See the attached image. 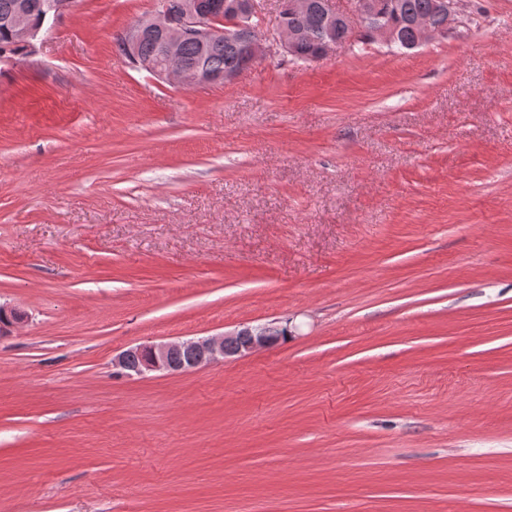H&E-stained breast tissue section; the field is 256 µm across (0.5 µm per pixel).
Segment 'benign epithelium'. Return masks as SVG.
<instances>
[{
  "label": "benign epithelium",
  "mask_w": 512,
  "mask_h": 512,
  "mask_svg": "<svg viewBox=\"0 0 512 512\" xmlns=\"http://www.w3.org/2000/svg\"><path fill=\"white\" fill-rule=\"evenodd\" d=\"M372 8L373 3L370 0H356L354 13L344 15L336 9V0H322L321 24L326 28L327 36L322 41L321 58H326L343 44L334 34L337 22H344L351 32H360L364 29ZM256 14V0H224L218 5L207 0H165L162 8L152 17L126 30L119 49L124 54L133 56L141 40L153 38L161 46L163 55L171 61L178 56L185 40L195 39L202 43L209 41L222 32L221 27L224 26L225 35L245 41L250 55L254 58H262L274 49L288 56L293 55L297 36L286 34L282 23L273 34L269 32L259 38L248 36L249 28L243 23V19ZM26 18V3L21 2L11 19V26L24 41L27 51L33 55L37 51L42 28L29 25ZM140 65L157 79L174 82L170 66L151 60H143ZM239 76L238 72H226L219 77L197 72L180 80V86L191 88L201 84L230 82ZM270 329L269 323L246 325L225 336L147 341L120 351L113 356L112 365L116 372L131 378L145 377L150 373L173 374L223 364L233 358H243L272 347ZM176 350L189 353V358L180 364L170 363L169 358ZM142 353L146 355L142 364L134 371L128 370L129 357Z\"/></svg>",
  "instance_id": "benign-epithelium-1"
}]
</instances>
